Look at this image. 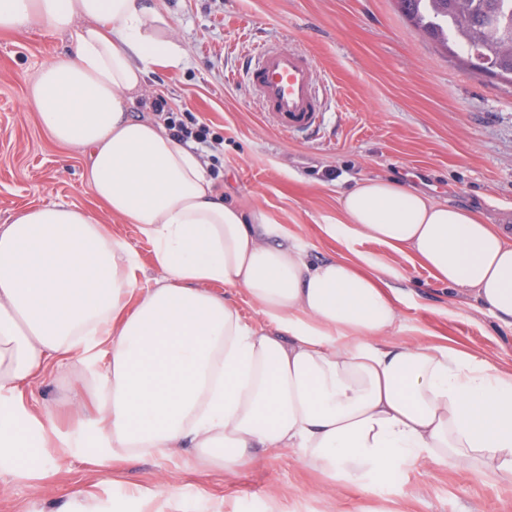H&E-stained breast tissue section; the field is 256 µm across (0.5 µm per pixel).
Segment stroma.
<instances>
[{"label": "stroma", "instance_id": "stroma-1", "mask_svg": "<svg viewBox=\"0 0 512 512\" xmlns=\"http://www.w3.org/2000/svg\"><path fill=\"white\" fill-rule=\"evenodd\" d=\"M169 15L183 63L156 70L135 112L165 96L223 136L217 184L227 203L259 209L300 245L310 262L370 256L402 272L394 282L400 325L393 343L447 344L512 371V326L477 298L437 281L419 262L367 240L345 244L328 225L338 199L358 180L384 176L437 200L512 225V85L471 73L417 31L394 0H157ZM301 49L320 78L324 129L314 140L273 130L243 84L258 47ZM68 50V39L40 28L0 31V224L44 202L98 204L83 182V151L54 143L28 103L41 65ZM113 235L138 249L140 282L159 272L136 225L103 216ZM76 367L52 368L24 391L30 411L55 408ZM53 438L59 468H21L0 477V512H76L92 496L99 512H138L133 487L154 512H200L221 500L223 512H266L277 496L284 512H512V479L475 467L422 461L401 479L365 495L307 469L291 452L263 455L233 480L199 473L186 458L143 456L98 466L74 417L57 412Z\"/></svg>", "mask_w": 512, "mask_h": 512}]
</instances>
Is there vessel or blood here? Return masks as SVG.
<instances>
[{
    "instance_id": "b4317fda",
    "label": "vessel or blood",
    "mask_w": 512,
    "mask_h": 512,
    "mask_svg": "<svg viewBox=\"0 0 512 512\" xmlns=\"http://www.w3.org/2000/svg\"><path fill=\"white\" fill-rule=\"evenodd\" d=\"M246 76L247 87L271 127L288 135H318L319 78L306 52L262 48Z\"/></svg>"
}]
</instances>
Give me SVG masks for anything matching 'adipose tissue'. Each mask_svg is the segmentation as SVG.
Segmentation results:
<instances>
[{"mask_svg":"<svg viewBox=\"0 0 512 512\" xmlns=\"http://www.w3.org/2000/svg\"><path fill=\"white\" fill-rule=\"evenodd\" d=\"M35 26L70 39L29 86L39 124L87 152L86 187L137 226L160 276L140 287L135 247L73 204L0 225L10 469L56 463L51 414L16 395L75 361L100 397L84 425L103 464L187 451L232 474L291 451L367 493L421 460L512 476V372L445 344L391 343L400 316L374 258L309 262L260 212L226 203L192 145L131 115L148 73L185 58L155 0H0V30ZM339 203L332 237L407 255L512 325V238L480 213L387 177L358 181ZM240 291L257 321L242 317Z\"/></svg>","mask_w":512,"mask_h":512,"instance_id":"adipose-tissue-1","label":"adipose tissue"}]
</instances>
